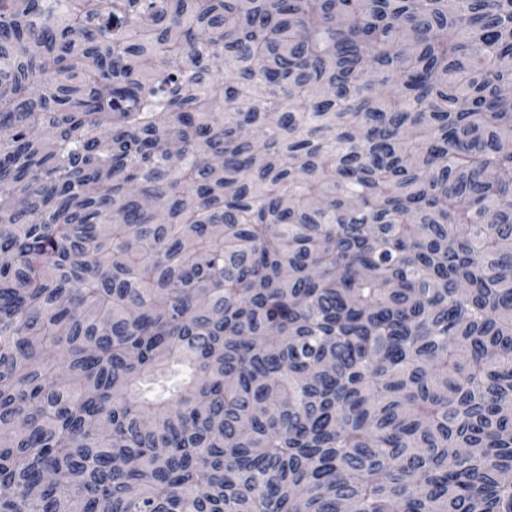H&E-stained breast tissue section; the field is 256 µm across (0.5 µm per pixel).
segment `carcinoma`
I'll return each mask as SVG.
<instances>
[{
	"mask_svg": "<svg viewBox=\"0 0 512 512\" xmlns=\"http://www.w3.org/2000/svg\"><path fill=\"white\" fill-rule=\"evenodd\" d=\"M512 0H0V512H512Z\"/></svg>",
	"mask_w": 512,
	"mask_h": 512,
	"instance_id": "1",
	"label": "carcinoma"
}]
</instances>
